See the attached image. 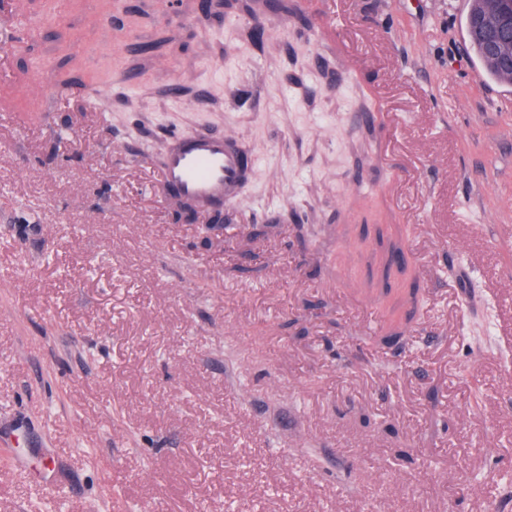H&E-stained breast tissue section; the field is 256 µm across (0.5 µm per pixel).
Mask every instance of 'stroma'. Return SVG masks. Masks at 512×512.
I'll return each instance as SVG.
<instances>
[{"label":"stroma","instance_id":"1","mask_svg":"<svg viewBox=\"0 0 512 512\" xmlns=\"http://www.w3.org/2000/svg\"><path fill=\"white\" fill-rule=\"evenodd\" d=\"M36 2L0 47V85L47 77L0 111V512H512V292L487 313L478 290L512 278L483 232L512 226V86L466 42L468 0H346L335 34L277 21L260 49L197 0ZM348 49L367 62L342 83ZM83 75L105 111L60 96ZM227 126L257 163L239 223L308 239L260 266L230 232L195 249L156 191L171 136ZM372 224L412 271L450 263L399 349L347 295L396 301Z\"/></svg>","mask_w":512,"mask_h":512}]
</instances>
